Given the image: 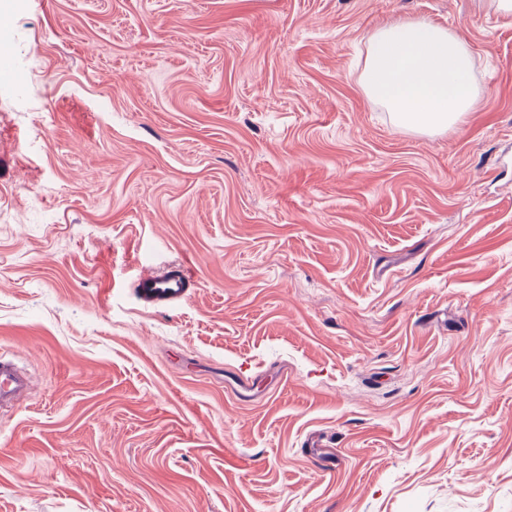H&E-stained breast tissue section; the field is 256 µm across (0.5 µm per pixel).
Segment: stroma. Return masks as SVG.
<instances>
[{
    "label": "stroma",
    "instance_id": "stroma-1",
    "mask_svg": "<svg viewBox=\"0 0 512 512\" xmlns=\"http://www.w3.org/2000/svg\"><path fill=\"white\" fill-rule=\"evenodd\" d=\"M9 3L0 349L31 388L0 512H512V15ZM408 19L468 41L478 96L443 134L359 82ZM174 263L195 292L144 307L133 280Z\"/></svg>",
    "mask_w": 512,
    "mask_h": 512
}]
</instances>
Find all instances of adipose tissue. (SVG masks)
Segmentation results:
<instances>
[{"label": "adipose tissue", "mask_w": 512, "mask_h": 512, "mask_svg": "<svg viewBox=\"0 0 512 512\" xmlns=\"http://www.w3.org/2000/svg\"><path fill=\"white\" fill-rule=\"evenodd\" d=\"M464 38L425 19L398 20L367 39L361 87L397 129L434 134L458 126L477 97Z\"/></svg>", "instance_id": "obj_1"}]
</instances>
